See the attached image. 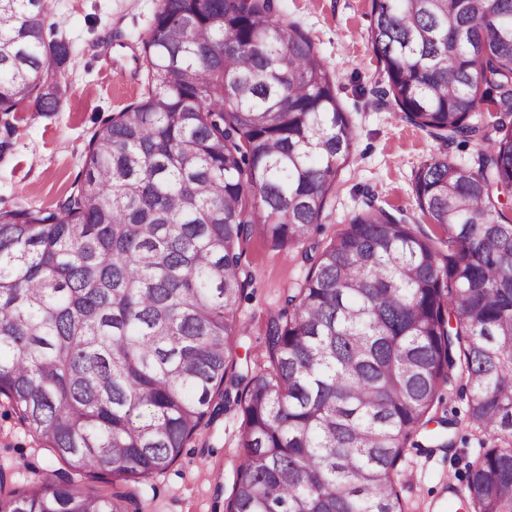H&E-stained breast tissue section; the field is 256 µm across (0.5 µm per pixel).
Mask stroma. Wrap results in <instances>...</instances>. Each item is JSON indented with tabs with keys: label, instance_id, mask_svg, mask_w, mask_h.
<instances>
[{
	"label": "stroma",
	"instance_id": "35a3bbf8",
	"mask_svg": "<svg viewBox=\"0 0 512 512\" xmlns=\"http://www.w3.org/2000/svg\"><path fill=\"white\" fill-rule=\"evenodd\" d=\"M55 38L71 48L59 79L67 88L57 111L40 112L27 103L0 114V209L57 208L77 187L84 156L97 127L146 95L145 76L134 75L130 57L153 26L157 0H46ZM286 22L296 24L315 43L335 76L336 95L355 129L351 161L327 198L321 222L312 234L322 243L338 231L367 200L388 211L400 210L409 223L425 224L413 196L417 168L441 148L427 131L403 122L395 107L373 90L382 79L367 31L372 23L370 0H279ZM449 156L472 162L479 146L453 145ZM254 280L240 305L239 354L262 364L264 323L283 303L285 290L298 287L308 265L299 252L278 250L263 238L245 246ZM467 400L448 384L436 412L454 418L450 448L407 449L401 468L413 472L401 488L407 512H429L447 504L449 487H464L465 475L486 442L466 416ZM240 420L227 414L202 429L181 458L145 486L146 512H225L239 455ZM60 461L43 449L0 406V472L11 490L30 489Z\"/></svg>",
	"mask_w": 512,
	"mask_h": 512
}]
</instances>
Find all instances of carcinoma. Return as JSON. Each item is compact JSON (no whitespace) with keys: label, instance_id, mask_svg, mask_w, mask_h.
<instances>
[{"label":"carcinoma","instance_id":"carcinoma-1","mask_svg":"<svg viewBox=\"0 0 512 512\" xmlns=\"http://www.w3.org/2000/svg\"><path fill=\"white\" fill-rule=\"evenodd\" d=\"M373 94L442 146L414 175L431 236L373 201L307 246L355 130L276 0H159L152 89L104 120L54 210L0 211V404L63 467L0 512H144L139 485L240 413L226 512H405L397 466L448 383L491 446L468 512H512V0H371ZM45 0H0V112H54L70 46ZM254 237L301 286L235 371ZM112 477V494L78 479Z\"/></svg>","mask_w":512,"mask_h":512}]
</instances>
